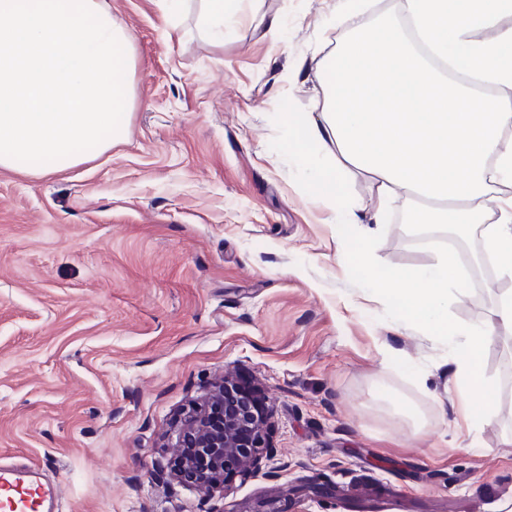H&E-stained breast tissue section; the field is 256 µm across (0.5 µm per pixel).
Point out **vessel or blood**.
<instances>
[{"label": "vessel or blood", "instance_id": "1", "mask_svg": "<svg viewBox=\"0 0 512 512\" xmlns=\"http://www.w3.org/2000/svg\"><path fill=\"white\" fill-rule=\"evenodd\" d=\"M35 470L32 463H0V512H53V490L35 479Z\"/></svg>", "mask_w": 512, "mask_h": 512}]
</instances>
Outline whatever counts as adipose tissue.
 Segmentation results:
<instances>
[{"mask_svg": "<svg viewBox=\"0 0 512 512\" xmlns=\"http://www.w3.org/2000/svg\"><path fill=\"white\" fill-rule=\"evenodd\" d=\"M322 81L320 112L283 113L299 143L354 168L375 184L373 212L336 190V171L314 191L343 225L381 224L387 202L416 201L412 222L483 224V247L512 278V0H401L397 16L353 26ZM455 254L421 275L393 270L378 286L422 324L448 326L449 304L465 295ZM512 326V294L489 321L466 328L457 372L484 407L493 385L478 364L499 326Z\"/></svg>", "mask_w": 512, "mask_h": 512, "instance_id": "adipose-tissue-1", "label": "adipose tissue"}]
</instances>
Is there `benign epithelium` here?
<instances>
[{
  "label": "benign epithelium",
  "instance_id": "obj_1",
  "mask_svg": "<svg viewBox=\"0 0 512 512\" xmlns=\"http://www.w3.org/2000/svg\"><path fill=\"white\" fill-rule=\"evenodd\" d=\"M233 377L224 375L205 401L190 405L183 413L173 447L192 438L198 448L191 461L171 465L181 482L200 478V483L219 487L238 477L245 479L271 460L266 422L254 417L248 399L235 391Z\"/></svg>",
  "mask_w": 512,
  "mask_h": 512
}]
</instances>
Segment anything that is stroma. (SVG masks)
Returning a JSON list of instances; mask_svg holds the SVG:
<instances>
[{
  "mask_svg": "<svg viewBox=\"0 0 512 512\" xmlns=\"http://www.w3.org/2000/svg\"><path fill=\"white\" fill-rule=\"evenodd\" d=\"M134 37L112 149L62 172L0 171V455L38 463L58 512H512V329L479 353L485 414L454 369L500 277L471 280L440 330L372 281L420 273L446 229L393 202L374 236L312 187L284 112L323 104L320 61L347 29L324 0H250L217 42L203 4L102 0ZM279 17L270 37L267 23ZM297 81H289V73ZM263 396L274 453L226 489L173 480L183 409L224 375Z\"/></svg>",
  "mask_w": 512,
  "mask_h": 512,
  "instance_id": "1",
  "label": "stroma"
}]
</instances>
